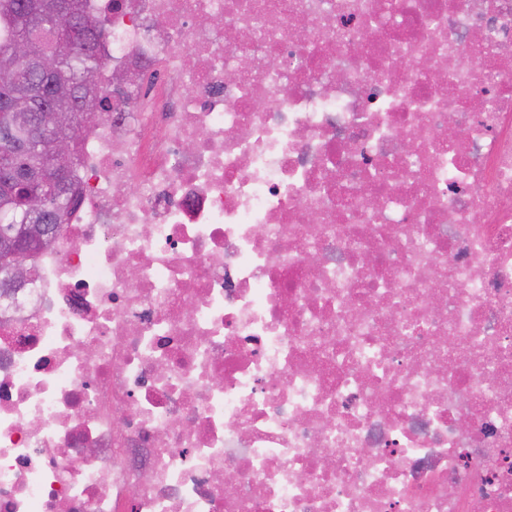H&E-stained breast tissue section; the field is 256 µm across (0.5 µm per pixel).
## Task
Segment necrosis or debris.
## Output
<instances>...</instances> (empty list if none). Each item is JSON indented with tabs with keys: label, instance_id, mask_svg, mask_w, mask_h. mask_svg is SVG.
Wrapping results in <instances>:
<instances>
[{
	"label": "necrosis or debris",
	"instance_id": "obj_1",
	"mask_svg": "<svg viewBox=\"0 0 512 512\" xmlns=\"http://www.w3.org/2000/svg\"><path fill=\"white\" fill-rule=\"evenodd\" d=\"M92 6L0 512H512V0Z\"/></svg>",
	"mask_w": 512,
	"mask_h": 512
}]
</instances>
